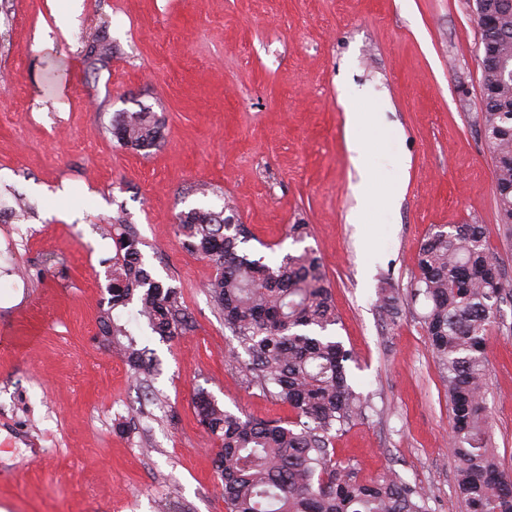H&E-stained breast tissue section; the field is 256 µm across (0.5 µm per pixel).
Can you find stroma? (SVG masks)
Instances as JSON below:
<instances>
[{
	"label": "stroma",
	"instance_id": "1",
	"mask_svg": "<svg viewBox=\"0 0 512 512\" xmlns=\"http://www.w3.org/2000/svg\"><path fill=\"white\" fill-rule=\"evenodd\" d=\"M98 35L120 52L90 73L83 49ZM479 45L475 0H83L66 36L52 0H0V207L14 212L0 249L23 230L13 265L28 276L0 268V512H225L196 394L294 417L230 359L238 342L206 293L215 269L182 245L180 212L226 203L252 232L243 251L313 249L331 284L366 399L331 456L461 512L451 409L409 286L420 243L449 224L485 225L512 277L479 128ZM352 91L392 132L366 156L375 185L400 183L385 212L358 209L347 140L372 133L349 123ZM142 108L165 119L146 153L110 131L114 113ZM120 216L187 314L169 341L139 327L158 363L144 383L99 336L115 253L102 232ZM385 282L393 314L376 295ZM486 351L492 437L512 470V302Z\"/></svg>",
	"mask_w": 512,
	"mask_h": 512
}]
</instances>
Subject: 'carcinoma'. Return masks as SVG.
I'll return each mask as SVG.
<instances>
[{"instance_id":"obj_1","label":"carcinoma","mask_w":512,"mask_h":512,"mask_svg":"<svg viewBox=\"0 0 512 512\" xmlns=\"http://www.w3.org/2000/svg\"><path fill=\"white\" fill-rule=\"evenodd\" d=\"M487 2L507 34L502 50L512 53V0ZM117 52L111 42L94 38L83 57L97 70ZM480 67L482 134L494 159L498 223L511 237L512 86L490 89L493 74L486 58ZM161 131V119L150 111L112 117V136L127 148L151 149ZM226 210L182 212L184 244L216 269L207 293L224 315V327L248 354L245 369L295 412L283 425L239 416L198 394V415L213 442L226 512H429L426 490L394 473L363 481L353 465L332 459L331 439L361 416L364 399L355 389L353 352L334 333L340 316L329 281L312 249L276 262L240 250L251 232L244 224L226 223ZM113 241L101 336L135 378H148L154 359L138 347L125 310L136 305L152 332L171 339L183 332L185 309L178 292L145 268L133 225L119 221ZM417 269L410 294L427 304L422 322L448 392L458 498L465 512H512V473L497 460L492 443L485 357L499 304L512 299V280L502 275L483 224L430 233L419 247Z\"/></svg>"}]
</instances>
